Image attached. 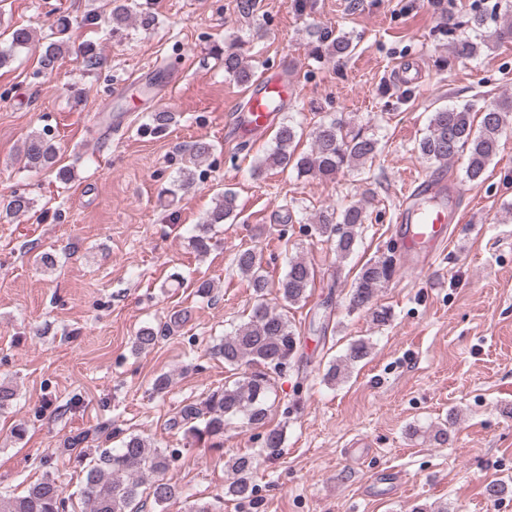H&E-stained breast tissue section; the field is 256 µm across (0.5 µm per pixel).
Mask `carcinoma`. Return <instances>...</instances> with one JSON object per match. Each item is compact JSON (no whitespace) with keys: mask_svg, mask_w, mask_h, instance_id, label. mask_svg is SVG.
<instances>
[{"mask_svg":"<svg viewBox=\"0 0 512 512\" xmlns=\"http://www.w3.org/2000/svg\"><path fill=\"white\" fill-rule=\"evenodd\" d=\"M500 3L491 8L454 15L448 13V23L440 27L441 34L450 39L453 57L471 59L480 49L495 39L512 36V5L499 12ZM112 34H118L134 21L142 28L154 25V17L140 8L136 0H112ZM34 42L28 27H17L10 35L9 47L0 49V66L8 63L13 53L27 48ZM357 43L346 32L325 31L318 35L312 48L317 58H345L354 54ZM67 51V44L59 39L43 46L40 66L51 71ZM224 72L238 83L251 82L254 72L251 65L229 45L224 49ZM512 115V95H503L486 106L474 123L470 108L445 107L433 112L427 132L418 143V151L429 161L446 162L461 153L466 154V178L470 182L483 179L486 167L497 154L501 139ZM304 131L291 119L283 121L275 134V146L258 164L257 171L265 168L292 167L300 176L331 179L339 172L362 165L378 152V140L363 133L362 129L346 128L334 119L321 120L309 132L311 150L296 153ZM211 145L196 142L188 149V166L183 169L177 187L187 190L194 184V169L207 160ZM22 159L28 171L39 174L56 170L61 181L71 179V172L56 167L57 153L54 144L43 133H33L24 143ZM34 206L30 194L13 192L0 206L8 215L29 212ZM236 218L235 193L226 189L217 197L215 205L207 212L202 223L196 225L191 237L194 251L204 256L213 246L211 231L216 224H226ZM369 214L363 203H352L340 209L323 211L314 228L324 242L330 244L336 257L343 259L355 251ZM232 265L248 277L256 293L264 294L268 280L263 270V257L254 247L238 250ZM395 272L394 255L388 254L363 264L356 277L349 298V309L371 311L372 320L385 325L392 319L389 308L373 306L380 288ZM314 281V271L305 261L295 258L288 262L286 274L278 282L281 309L276 310L261 302L247 320L214 345V354L224 359V364L237 370L242 365H255L257 370L245 373L230 384L213 390L202 406L187 404L171 418L173 428L183 430L185 439L195 445L224 451V432L234 417L244 418L250 425H264L268 417V394L271 375L283 372L297 357L301 344L288 318V307L306 301ZM161 330L142 327L133 339V348L143 351L155 345ZM368 341L359 338L349 344L345 353L330 362L324 379L341 381L350 367L369 354ZM105 436L112 437V430L99 427L70 436L66 448H84ZM175 451L157 448L146 439L130 434L121 440L118 448L104 453L99 462L88 465L85 476L84 497L88 512H145L148 501L158 506L167 504L182 495L177 485L165 478ZM257 457L244 454L231 464V481L227 493L239 499L254 494L253 473ZM69 499L54 479L46 476L29 486L21 495L0 494V512H68Z\"/></svg>","mask_w":512,"mask_h":512,"instance_id":"carcinoma-1","label":"carcinoma"}]
</instances>
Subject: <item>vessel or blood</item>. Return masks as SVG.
I'll list each match as a JSON object with an SVG mask.
<instances>
[{"instance_id":"obj_1","label":"vessel or blood","mask_w":512,"mask_h":512,"mask_svg":"<svg viewBox=\"0 0 512 512\" xmlns=\"http://www.w3.org/2000/svg\"><path fill=\"white\" fill-rule=\"evenodd\" d=\"M295 85L287 69L259 77L244 92V102L231 117L233 135L261 138L272 130L291 100ZM457 217L448 206V187L439 177L419 178L409 203L396 215L398 259L408 269L433 264L448 241V226Z\"/></svg>"}]
</instances>
